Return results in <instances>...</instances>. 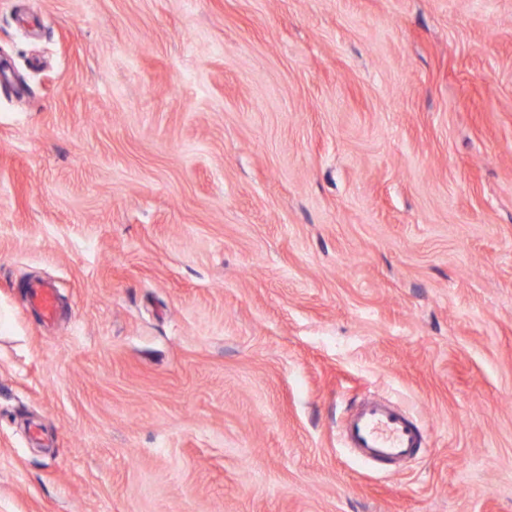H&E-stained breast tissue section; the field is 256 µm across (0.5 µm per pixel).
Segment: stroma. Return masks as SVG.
Returning a JSON list of instances; mask_svg holds the SVG:
<instances>
[{"mask_svg": "<svg viewBox=\"0 0 512 512\" xmlns=\"http://www.w3.org/2000/svg\"><path fill=\"white\" fill-rule=\"evenodd\" d=\"M0 512H512V0H0ZM32 304L41 310L45 318L51 319L55 312V295L50 288L39 284L30 289ZM343 440L364 463L395 464L426 448L424 431L393 404L368 397L347 420Z\"/></svg>", "mask_w": 512, "mask_h": 512, "instance_id": "1", "label": "stroma"}]
</instances>
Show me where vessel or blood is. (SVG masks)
I'll use <instances>...</instances> for the list:
<instances>
[{
    "label": "vessel or blood",
    "instance_id": "b4317fda",
    "mask_svg": "<svg viewBox=\"0 0 512 512\" xmlns=\"http://www.w3.org/2000/svg\"><path fill=\"white\" fill-rule=\"evenodd\" d=\"M32 304L45 318L55 312V295L43 285L30 290ZM343 440L356 459L364 463L394 464L414 457L426 447L424 431L393 404L376 399H366L348 419Z\"/></svg>",
    "mask_w": 512,
    "mask_h": 512
}]
</instances>
